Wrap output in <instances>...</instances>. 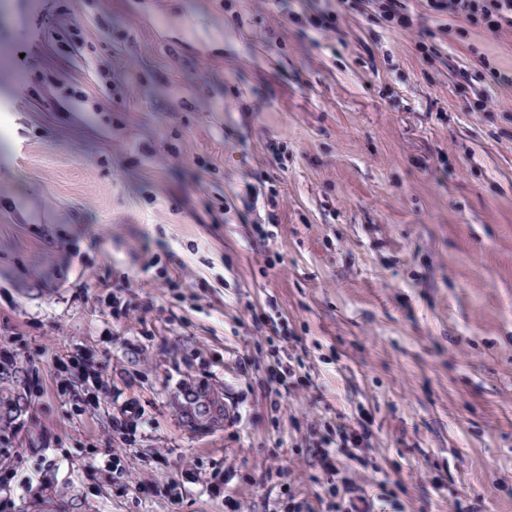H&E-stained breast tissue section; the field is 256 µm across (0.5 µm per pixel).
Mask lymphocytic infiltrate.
Instances as JSON below:
<instances>
[{
	"instance_id": "lymphocytic-infiltrate-1",
	"label": "lymphocytic infiltrate",
	"mask_w": 512,
	"mask_h": 512,
	"mask_svg": "<svg viewBox=\"0 0 512 512\" xmlns=\"http://www.w3.org/2000/svg\"><path fill=\"white\" fill-rule=\"evenodd\" d=\"M369 2L370 9L379 23L396 32L412 31L415 22L403 0H344L348 10H359L362 2ZM429 10L436 14H449L468 25L497 34L512 30V0H425ZM261 325L269 327L280 342L289 346L286 354L273 353L272 363L266 364L269 383L292 391L308 389L313 385L302 356L294 355L300 339L287 320L269 313L263 314ZM27 348V340L14 336L0 342V376L21 375L27 395L39 396L44 392V380L38 370H21L19 364ZM55 389L59 397L68 402L76 415H83L100 408L102 398H109L117 412L112 419L116 430L132 436L143 428V413L132 402L122 400L120 392L105 382L102 368L90 351L78 347L54 365ZM373 420L368 413H359L355 421L309 425L304 443L323 475L321 488L326 502V512H398L400 504L393 491H383L373 500L352 480L342 477L339 465L352 461L368 465V454ZM34 480L12 460L9 447L0 448V512H15V497L19 491L33 488Z\"/></svg>"
}]
</instances>
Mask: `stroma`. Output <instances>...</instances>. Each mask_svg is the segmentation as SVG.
Instances as JSON below:
<instances>
[{
	"label": "stroma",
	"instance_id": "obj_1",
	"mask_svg": "<svg viewBox=\"0 0 512 512\" xmlns=\"http://www.w3.org/2000/svg\"><path fill=\"white\" fill-rule=\"evenodd\" d=\"M404 3L409 34L341 0H57L44 17L0 0V337L26 336L22 364L44 375L13 445L50 482L20 512H224L206 493L223 467L226 493L271 512L274 489L242 474L291 465L319 492L297 425L361 410L366 494L387 479L403 512H512V37L445 38L430 65L414 43L452 19ZM317 10L339 33L292 21ZM481 54L491 112L462 86ZM255 181L280 198L265 243ZM119 288L135 308L116 319ZM270 300L314 381L277 413L264 371L233 365L268 362L253 313ZM78 345L144 409L133 445L108 406L78 416L56 395L51 364ZM183 382L207 416L186 412ZM49 435L70 469H49ZM90 445L125 451L123 473ZM189 472L176 505L119 491Z\"/></svg>",
	"mask_w": 512,
	"mask_h": 512
}]
</instances>
